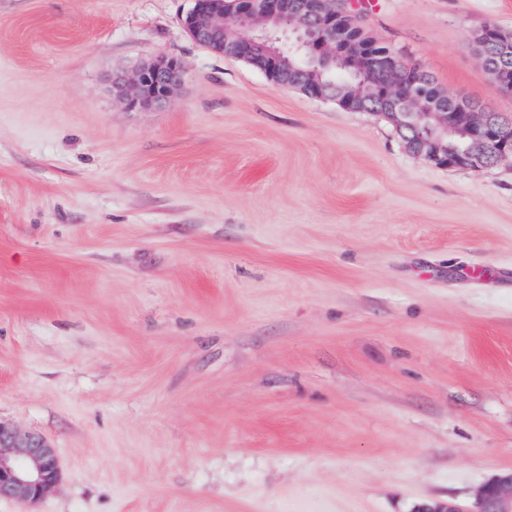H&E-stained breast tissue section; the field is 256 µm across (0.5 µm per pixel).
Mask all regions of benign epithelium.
I'll return each mask as SVG.
<instances>
[{
    "label": "benign epithelium",
    "mask_w": 512,
    "mask_h": 512,
    "mask_svg": "<svg viewBox=\"0 0 512 512\" xmlns=\"http://www.w3.org/2000/svg\"><path fill=\"white\" fill-rule=\"evenodd\" d=\"M195 6L182 19L188 35L214 52L256 64L275 84L291 88L288 70L280 65L282 52L269 50L256 59L257 42L271 32L295 36L297 50L312 61H342L373 83L362 94L340 95L333 85L306 91L311 97L332 99L353 112H371L390 119L403 136L406 148L440 167L476 169L491 167L512 158V127L495 112L449 91L427 92L430 77L418 68L405 67L401 56L375 40L361 36L363 21L354 12L329 0H194ZM272 25L242 34L232 44L224 43L228 14ZM471 48L485 74L494 77L504 92L512 93L505 76L512 72V39L498 28L486 26L472 34ZM184 64L176 58H160L138 67L132 78L112 81L113 91L128 109L164 104L182 86ZM57 451L43 436L22 433L0 422V499L36 502L60 480ZM411 512H512V469L505 470L476 494L474 507L462 509L452 500H425Z\"/></svg>",
    "instance_id": "obj_1"
}]
</instances>
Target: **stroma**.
<instances>
[{
	"mask_svg": "<svg viewBox=\"0 0 512 512\" xmlns=\"http://www.w3.org/2000/svg\"><path fill=\"white\" fill-rule=\"evenodd\" d=\"M193 0H0V421L62 479L0 512H410L512 467V159L193 41ZM370 34L512 122L469 44L512 0H379ZM176 57L162 106L113 75Z\"/></svg>",
	"mask_w": 512,
	"mask_h": 512,
	"instance_id": "35a3bbf8",
	"label": "stroma"
}]
</instances>
